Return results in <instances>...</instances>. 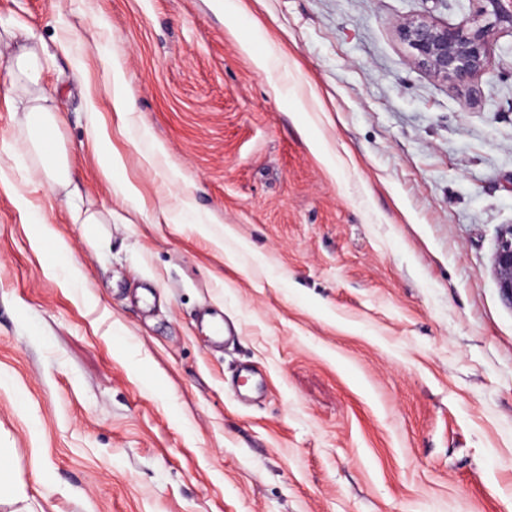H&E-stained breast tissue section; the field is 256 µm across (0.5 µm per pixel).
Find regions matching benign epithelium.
<instances>
[{
  "mask_svg": "<svg viewBox=\"0 0 512 512\" xmlns=\"http://www.w3.org/2000/svg\"><path fill=\"white\" fill-rule=\"evenodd\" d=\"M478 7L454 25L411 19L400 28L415 63L446 80L468 85L485 71L494 53V28H512V0H476ZM503 299L512 305V225L501 231L494 258Z\"/></svg>",
  "mask_w": 512,
  "mask_h": 512,
  "instance_id": "benign-epithelium-1",
  "label": "benign epithelium"
}]
</instances>
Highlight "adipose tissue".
<instances>
[{
	"mask_svg": "<svg viewBox=\"0 0 512 512\" xmlns=\"http://www.w3.org/2000/svg\"><path fill=\"white\" fill-rule=\"evenodd\" d=\"M50 61L43 42L33 32L10 24L0 26V64L9 76L14 108L20 114L15 144L28 169L65 197L75 223H110L111 214L84 206L68 156L49 146L59 126L52 98L43 87ZM0 512H35L10 448H0Z\"/></svg>",
	"mask_w": 512,
	"mask_h": 512,
	"instance_id": "adipose-tissue-1",
	"label": "adipose tissue"
}]
</instances>
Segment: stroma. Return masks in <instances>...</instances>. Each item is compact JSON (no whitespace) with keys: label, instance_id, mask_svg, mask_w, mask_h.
I'll return each instance as SVG.
<instances>
[{"label":"stroma","instance_id":"35a3bbf8","mask_svg":"<svg viewBox=\"0 0 512 512\" xmlns=\"http://www.w3.org/2000/svg\"><path fill=\"white\" fill-rule=\"evenodd\" d=\"M471 0H0L86 205L11 158L0 448L52 512H512V32L477 95L398 36ZM276 43L282 59L257 69ZM126 75L111 111L106 59ZM121 163L104 181L87 99ZM162 155L144 165L140 130ZM134 195H125L126 186ZM195 210L175 216L177 198ZM48 223L72 288L34 246ZM210 309L238 340L213 345ZM494 266L503 299L512 306V225L499 235Z\"/></svg>","mask_w":512,"mask_h":512}]
</instances>
